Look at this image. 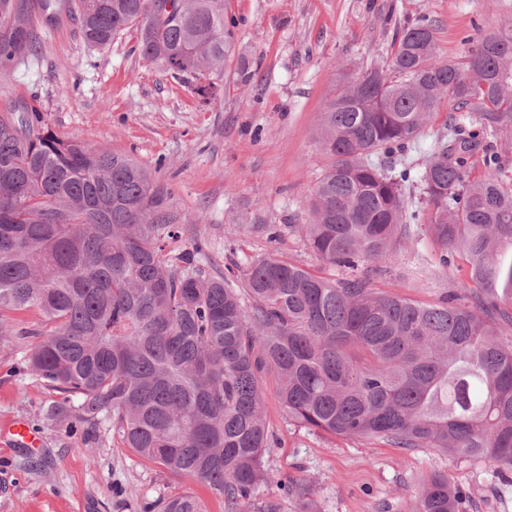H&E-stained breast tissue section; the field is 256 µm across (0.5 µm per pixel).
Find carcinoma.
I'll return each instance as SVG.
<instances>
[{"mask_svg": "<svg viewBox=\"0 0 512 512\" xmlns=\"http://www.w3.org/2000/svg\"><path fill=\"white\" fill-rule=\"evenodd\" d=\"M65 1L89 47L133 33L143 59L184 83L221 78L236 54L227 0H169L164 13L156 0H0V74L34 54L36 24H56ZM394 48L326 102L330 163L302 232L321 263L354 268L395 256L426 219L434 264L467 257L459 288L480 287L470 305L336 283L273 254L235 280L211 276L198 246L164 254L181 217L146 166L57 136L34 107L0 114V330L11 313L42 315L27 369L66 394L48 418L107 427L138 457L219 494L225 512H281L260 496L270 385L301 427L492 462L509 478L512 344L496 329L512 325V175L486 136L512 131V29L462 63L437 59L427 18ZM443 107L445 130L417 170L409 144ZM478 148L489 172L472 180ZM287 494L318 512L307 483ZM462 500L435 474L420 512H461ZM142 509L207 512L191 492Z\"/></svg>", "mask_w": 512, "mask_h": 512, "instance_id": "cac0c4a2", "label": "carcinoma"}]
</instances>
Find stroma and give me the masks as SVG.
Here are the masks:
<instances>
[{"instance_id":"1","label":"stroma","mask_w":512,"mask_h":512,"mask_svg":"<svg viewBox=\"0 0 512 512\" xmlns=\"http://www.w3.org/2000/svg\"><path fill=\"white\" fill-rule=\"evenodd\" d=\"M227 11L249 76L227 70L214 97L143 60L133 36L92 50L66 19L37 27L38 55L0 76V113L35 104L56 134L157 169L181 216L168 255L197 246L201 266L228 275L274 253L333 281L353 274L423 303L454 291L468 303L470 292L458 289L464 254L454 252L448 268L430 266L436 245L425 225L412 228L394 258L353 272L319 262L297 228L309 221L327 165L319 124L335 79L388 63L395 32L423 17L435 25L438 59L466 61L484 36L512 28V0H228ZM39 320L15 313L9 340L0 341V427L21 420L42 440L29 449L0 439V512H141L143 499L185 491L224 512L220 495L141 460L110 431L89 437L73 420L44 418L64 395L26 368ZM265 412L275 436L265 492L281 498L284 512H298L283 495L298 479L310 484L319 512H418L420 482L435 473L463 491L462 512H512V482L489 463L310 431L270 391ZM130 487L137 496H126Z\"/></svg>"}]
</instances>
